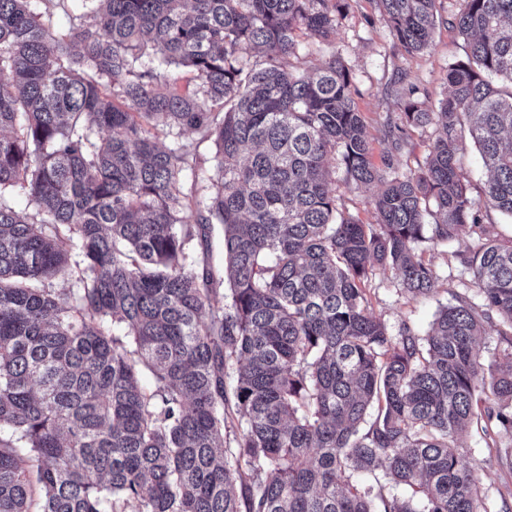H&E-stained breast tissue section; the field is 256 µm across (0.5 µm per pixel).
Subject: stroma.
<instances>
[{
  "instance_id": "35a3bbf8",
  "label": "stroma",
  "mask_w": 512,
  "mask_h": 512,
  "mask_svg": "<svg viewBox=\"0 0 512 512\" xmlns=\"http://www.w3.org/2000/svg\"><path fill=\"white\" fill-rule=\"evenodd\" d=\"M464 6V0H439L431 46L409 56L396 51L389 29L380 17L377 0H349L335 36L316 51L314 57L319 59L339 53L350 68L359 90L356 106L372 137L375 164L391 160L401 173L423 167L435 138L434 129H407L404 142L398 144L386 135L385 118L399 114L406 83L417 84L429 106H437L445 97L449 66L464 60L468 52L467 40L451 24ZM311 58L291 56L286 58L285 64L290 69L302 71L309 68ZM157 136L165 147L185 145L192 149L197 163L194 170L182 172L180 179L185 189L196 191L201 197L209 195L212 182L217 178L213 141L202 139L197 132L178 128L158 130ZM329 190L335 195L340 209L357 216L362 223H373L372 201L376 186H348L341 166L335 162L331 165ZM473 242V237L466 236L443 246H422L425 261L436 273L434 289L426 295L415 298L405 295L392 270L377 268L370 272L367 282L369 308L389 334H397L400 326L406 323L418 336H426L437 312L443 306L455 303L458 296L465 295L473 302H480L472 276L460 262L461 253ZM458 445L466 461L476 469L481 493L487 501L494 506H512V469L499 463L500 457L512 456V439L505 437L492 444L486 442L482 432L472 429L462 435Z\"/></svg>"
}]
</instances>
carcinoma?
<instances>
[{
	"instance_id": "carcinoma-1",
	"label": "carcinoma",
	"mask_w": 512,
	"mask_h": 512,
	"mask_svg": "<svg viewBox=\"0 0 512 512\" xmlns=\"http://www.w3.org/2000/svg\"><path fill=\"white\" fill-rule=\"evenodd\" d=\"M42 2L0 0V197L35 209L0 200V512H490L458 436L512 437V238L483 223L512 217V0H465L470 51L438 111L412 84L386 118L397 145L436 132L402 175L373 163L340 56L311 75L283 64L297 33L329 41L347 0H73L60 35ZM378 2L395 48L430 47L438 0ZM171 65L195 86L161 76ZM159 125L214 140L208 197L184 191L194 156L159 147ZM466 131L488 172L477 198ZM334 157L347 184L379 186L375 223L336 206ZM470 233L482 303L389 335L369 272L428 293L418 247ZM74 268L77 293L50 287ZM494 316L509 347L487 393L476 346ZM461 177L467 185L472 197L477 198L486 180V174L481 166L479 157L471 137L467 134L461 153ZM212 255H213V266L215 273V288H218L219 296L224 294V288H228L227 284L223 282V267H224V247L222 241V235L219 230V226H215V230L211 237ZM225 289V292L227 290Z\"/></svg>"
}]
</instances>
